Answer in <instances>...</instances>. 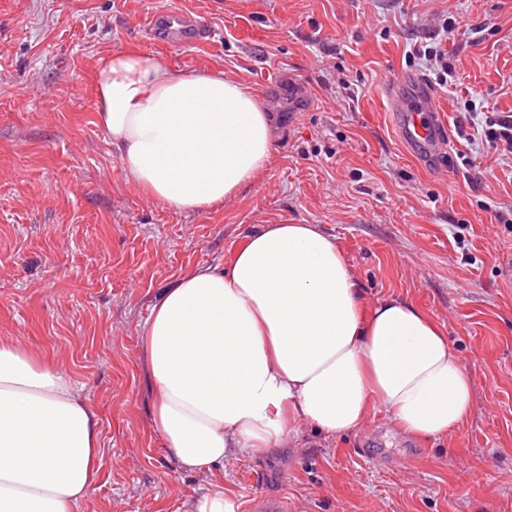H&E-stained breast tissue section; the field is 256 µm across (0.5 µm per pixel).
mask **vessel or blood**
Returning <instances> with one entry per match:
<instances>
[{
  "instance_id": "1",
  "label": "vessel or blood",
  "mask_w": 512,
  "mask_h": 512,
  "mask_svg": "<svg viewBox=\"0 0 512 512\" xmlns=\"http://www.w3.org/2000/svg\"><path fill=\"white\" fill-rule=\"evenodd\" d=\"M149 28L161 41L183 46L197 43L206 32L201 20L183 12L153 15ZM388 98L399 117L398 133L406 146L423 154L442 146L443 122L426 82L414 74L401 76L389 85Z\"/></svg>"
}]
</instances>
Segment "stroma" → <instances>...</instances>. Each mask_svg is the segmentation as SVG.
Returning a JSON list of instances; mask_svg holds the SVG:
<instances>
[{
	"label": "stroma",
	"instance_id": "35a3bbf8",
	"mask_svg": "<svg viewBox=\"0 0 512 512\" xmlns=\"http://www.w3.org/2000/svg\"><path fill=\"white\" fill-rule=\"evenodd\" d=\"M160 11L210 36L162 43ZM450 144L398 136L385 89L426 76ZM153 53L188 73L223 70L270 112L268 168L235 196L179 213L129 181L99 122L100 57ZM512 115V0H0V338L61 366L100 417L102 457L85 512H177L206 474L181 472L153 431L140 332L158 294L228 261L267 224L334 238L367 302L396 296L443 326L471 374L465 424L404 439L386 414L224 466L238 512L257 497L290 512H512V154L459 113ZM417 55L420 59H424L427 64L429 74L434 75L435 84L439 86H447L453 84L454 70L448 66V57L442 50L437 47H427L424 50L418 49Z\"/></svg>",
	"mask_w": 512,
	"mask_h": 512
}]
</instances>
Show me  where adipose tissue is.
Listing matches in <instances>:
<instances>
[{
    "label": "adipose tissue",
    "mask_w": 512,
    "mask_h": 512,
    "mask_svg": "<svg viewBox=\"0 0 512 512\" xmlns=\"http://www.w3.org/2000/svg\"><path fill=\"white\" fill-rule=\"evenodd\" d=\"M95 93L126 174L170 209L233 197L269 163L270 117L223 71L112 54L97 63ZM141 358L154 430L189 473L268 453L300 424L328 437L357 431L376 407L403 435L441 439L473 402L444 329L397 297L365 307L340 244L314 224L264 225L230 262L165 288ZM99 423L67 373L0 340V512H82Z\"/></svg>",
    "instance_id": "adipose-tissue-1"
}]
</instances>
